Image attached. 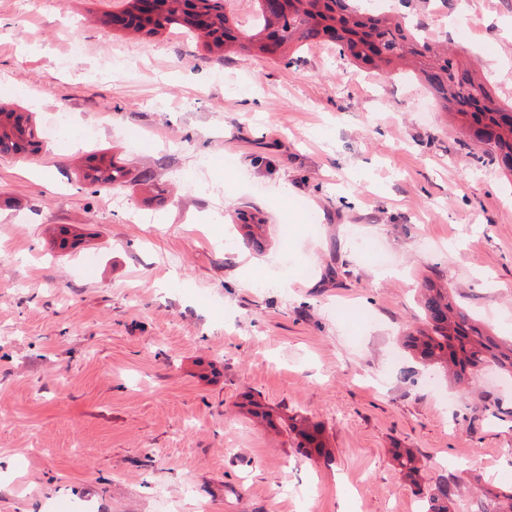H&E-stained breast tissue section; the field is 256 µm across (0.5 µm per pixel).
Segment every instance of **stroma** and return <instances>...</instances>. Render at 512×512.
<instances>
[{
  "label": "stroma",
  "mask_w": 512,
  "mask_h": 512,
  "mask_svg": "<svg viewBox=\"0 0 512 512\" xmlns=\"http://www.w3.org/2000/svg\"><path fill=\"white\" fill-rule=\"evenodd\" d=\"M125 0H0V512H421L442 474L512 485V375L461 398L402 345L423 279L512 336V184L426 87L116 31ZM512 101V0H377ZM112 155L156 189L95 186ZM246 210L270 245L230 231ZM67 226L77 245L61 249ZM302 412L312 459L242 408ZM419 456L411 483L394 449ZM6 114L8 118H14L16 126L23 130L25 138L19 141L12 140L9 136L0 137V154H19L21 152L33 154L37 153L40 148V143L36 140V129L28 125L27 119L21 113L5 110L0 108V114Z\"/></svg>",
  "instance_id": "stroma-1"
}]
</instances>
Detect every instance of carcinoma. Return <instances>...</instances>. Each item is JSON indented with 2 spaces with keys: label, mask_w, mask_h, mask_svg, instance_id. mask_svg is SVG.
Masks as SVG:
<instances>
[{
  "label": "carcinoma",
  "mask_w": 512,
  "mask_h": 512,
  "mask_svg": "<svg viewBox=\"0 0 512 512\" xmlns=\"http://www.w3.org/2000/svg\"><path fill=\"white\" fill-rule=\"evenodd\" d=\"M133 0L113 17L122 19L129 33L154 35L162 30L171 33L199 32L208 52L224 53L237 46L255 54L273 55L290 46L299 49L330 42L338 54L369 65L386 75L418 57L429 56L432 63L421 70L432 88L440 108L458 121L462 137L459 145L467 150L478 149L477 161L495 166L505 176H512V103H501L488 84L470 72L460 55L448 49L438 50L421 29L410 27L405 18L373 16L358 9L352 0H286L274 12L269 0H256V20L248 28L232 25L226 13L230 0H198L197 14L208 21H196L184 10V0H162L166 5L161 19L144 21L129 9ZM14 119L24 138L15 141L0 137V154L37 153L40 143L36 129L18 112L0 108V114ZM127 171L115 162L99 161L90 166L84 179L99 186L125 182ZM243 242L256 251L266 245V228L260 217L245 211L236 213ZM422 295L423 326L405 335V345L430 367L441 370L448 380L466 395L475 385L482 367L493 364L512 374V341L502 342L487 328L477 323L457 306L448 289L424 281ZM281 428L293 436L297 448L320 454L324 444L321 428L308 417L296 414L283 422ZM394 461L402 475L418 482L419 458L407 448L394 449ZM464 481L460 477L439 478L426 495V512H454L455 498ZM486 497L482 512H512V488L482 491Z\"/></svg>",
  "instance_id": "cac0c4a2"
}]
</instances>
